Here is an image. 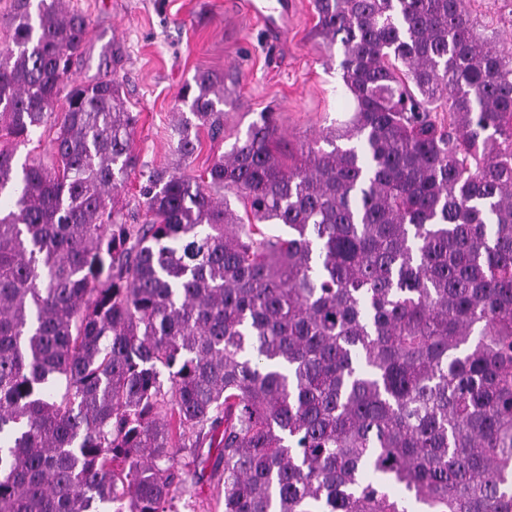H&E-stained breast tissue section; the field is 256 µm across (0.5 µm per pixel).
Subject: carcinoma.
Listing matches in <instances>:
<instances>
[{
	"label": "carcinoma",
	"instance_id": "cac0c4a2",
	"mask_svg": "<svg viewBox=\"0 0 512 512\" xmlns=\"http://www.w3.org/2000/svg\"><path fill=\"white\" fill-rule=\"evenodd\" d=\"M313 7L351 108L328 148L285 165L265 110L186 174L231 104L199 71L129 208L123 45L77 82L85 17L13 0L0 512H179L211 459L224 512H512V52L467 0ZM58 111L59 105L55 109V112L47 117V121L30 142L17 145L15 149V161L18 166L25 162L28 164H37L39 162L50 164L52 159L51 141L55 137L56 131L54 121L56 120L57 114L60 113Z\"/></svg>",
	"mask_w": 512,
	"mask_h": 512
}]
</instances>
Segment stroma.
<instances>
[{
    "mask_svg": "<svg viewBox=\"0 0 512 512\" xmlns=\"http://www.w3.org/2000/svg\"><path fill=\"white\" fill-rule=\"evenodd\" d=\"M239 0H64L81 12L95 46L119 40L125 61L119 83L126 107L138 113L134 151L140 163L174 166L171 125L178 92L200 70L236 72L235 106L224 115V137L202 138L187 172L201 173L229 150L257 113L278 118L285 154L314 144L323 129L344 120L340 50L314 35L312 0H294L287 36L239 13ZM477 30L500 33L512 50V0H469Z\"/></svg>",
    "mask_w": 512,
    "mask_h": 512,
    "instance_id": "1",
    "label": "stroma"
}]
</instances>
